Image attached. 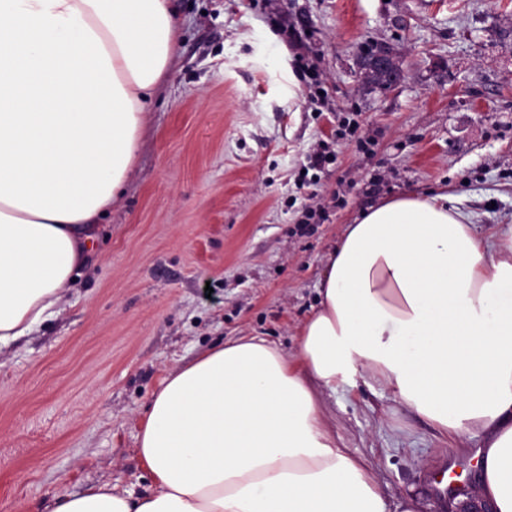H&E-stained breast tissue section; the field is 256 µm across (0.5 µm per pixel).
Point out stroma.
<instances>
[{"instance_id": "stroma-1", "label": "stroma", "mask_w": 512, "mask_h": 512, "mask_svg": "<svg viewBox=\"0 0 512 512\" xmlns=\"http://www.w3.org/2000/svg\"><path fill=\"white\" fill-rule=\"evenodd\" d=\"M177 5L125 194L58 313L0 347V512H52L104 482L147 493L138 434L164 378L240 336L297 356L326 259L368 207L443 190L477 232L512 225V0ZM373 45L397 54L396 87L364 78ZM322 140L336 159L303 185ZM323 410L388 499L438 512L435 471L480 477L478 439L448 440L379 388Z\"/></svg>"}]
</instances>
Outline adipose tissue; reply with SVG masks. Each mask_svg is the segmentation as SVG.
<instances>
[{"label":"adipose tissue","instance_id":"obj_1","mask_svg":"<svg viewBox=\"0 0 512 512\" xmlns=\"http://www.w3.org/2000/svg\"><path fill=\"white\" fill-rule=\"evenodd\" d=\"M179 36L172 0H0V345L72 288ZM320 295L297 357L242 336L169 373L139 434L150 493L104 483L53 512H417L324 417L360 381L480 438L477 493L512 512V227L481 235L447 194H403L347 227Z\"/></svg>","mask_w":512,"mask_h":512}]
</instances>
